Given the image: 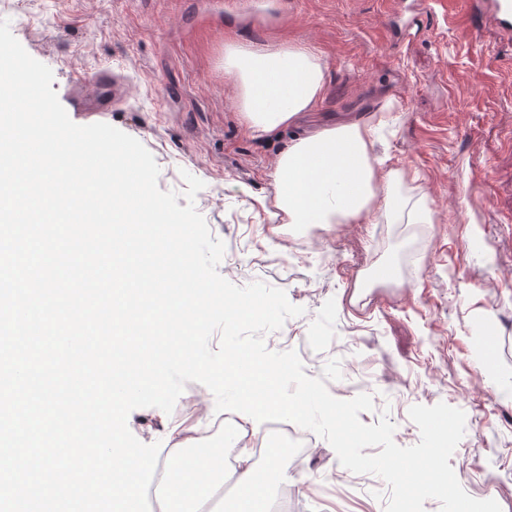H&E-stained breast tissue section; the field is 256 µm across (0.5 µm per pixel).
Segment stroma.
Instances as JSON below:
<instances>
[{
	"label": "stroma",
	"mask_w": 512,
	"mask_h": 512,
	"mask_svg": "<svg viewBox=\"0 0 512 512\" xmlns=\"http://www.w3.org/2000/svg\"><path fill=\"white\" fill-rule=\"evenodd\" d=\"M399 0H0V19L24 49L53 72L66 98L72 73L109 70L129 92L98 119L138 139L160 168L164 191L184 192L182 172L203 181L194 204L225 244L219 274L238 286L282 289L304 313L265 334L268 349L293 350L308 376L349 400L370 394L363 423L388 415L393 439L416 444L414 405L443 402L466 414L449 460L464 490L512 512V42L478 18L449 22L440 6L418 11L419 32L403 39L389 18ZM296 43L326 66L318 109L281 139L252 138L240 123L221 62L224 42ZM396 110L369 148L403 172L402 198L419 199L432 221L403 224H275L274 161L298 131L349 119L377 124ZM394 266V283L363 288L374 266ZM496 339L495 382L478 353L484 328ZM197 444L200 425L181 408L130 413L141 442L169 447L168 434ZM264 488L275 507L291 488L288 512H385L389 490L373 474L343 471L328 444L291 464Z\"/></svg>",
	"instance_id": "obj_1"
}]
</instances>
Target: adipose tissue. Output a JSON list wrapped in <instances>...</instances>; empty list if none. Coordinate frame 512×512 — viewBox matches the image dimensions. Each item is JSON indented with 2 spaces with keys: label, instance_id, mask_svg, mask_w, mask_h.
Segmentation results:
<instances>
[{
  "label": "adipose tissue",
  "instance_id": "1",
  "mask_svg": "<svg viewBox=\"0 0 512 512\" xmlns=\"http://www.w3.org/2000/svg\"><path fill=\"white\" fill-rule=\"evenodd\" d=\"M224 73L233 81L239 119L246 132L267 139L296 126L326 92L320 56L285 42L264 45L230 40L224 44ZM372 128L343 123L294 138L274 170L269 216L280 224H394L429 222L430 214L406 207L394 193L404 174L384 170L369 153ZM171 429L172 480L158 501V512H210L221 501L223 512H266V503L251 491L257 481L277 483L278 459L257 473L249 448H239L235 471L242 494L224 499L226 460L220 448H192Z\"/></svg>",
  "mask_w": 512,
  "mask_h": 512
}]
</instances>
